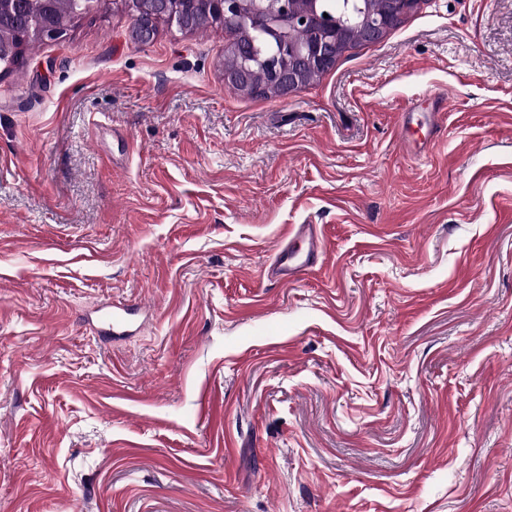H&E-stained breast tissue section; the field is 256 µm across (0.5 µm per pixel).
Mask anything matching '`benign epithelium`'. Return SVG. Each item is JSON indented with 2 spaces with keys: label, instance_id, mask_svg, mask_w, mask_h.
<instances>
[{
  "label": "benign epithelium",
  "instance_id": "7a95c632",
  "mask_svg": "<svg viewBox=\"0 0 512 512\" xmlns=\"http://www.w3.org/2000/svg\"><path fill=\"white\" fill-rule=\"evenodd\" d=\"M255 14H267L280 11L288 16L295 26L304 27L309 39L302 46L291 50L283 70L270 86L278 97H287L301 88L311 70H329L336 64V45L343 39L340 31L326 30L320 16L316 0H252ZM389 9L378 17L368 16L364 19V34L368 41L375 42L384 37L386 32L400 18V6L408 0H388ZM127 11L137 23L141 34H153V22L163 19L168 24L187 30L191 26V13L182 6V0H112ZM211 8L218 22L222 25H240L246 33L255 32L266 36L268 29L260 23L249 24L240 11L241 0H210ZM39 15L29 29V35L36 39L64 41L68 37L65 25L56 21L54 0H38ZM241 56L238 66L224 72L226 85H248L252 79L256 58L245 51H238Z\"/></svg>",
  "mask_w": 512,
  "mask_h": 512
}]
</instances>
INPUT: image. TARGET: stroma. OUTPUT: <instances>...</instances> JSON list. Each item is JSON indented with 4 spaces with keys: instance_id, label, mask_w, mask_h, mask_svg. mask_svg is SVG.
<instances>
[{
    "instance_id": "1",
    "label": "stroma",
    "mask_w": 512,
    "mask_h": 512,
    "mask_svg": "<svg viewBox=\"0 0 512 512\" xmlns=\"http://www.w3.org/2000/svg\"><path fill=\"white\" fill-rule=\"evenodd\" d=\"M132 27L0 76V512H512V0H419L285 98ZM292 224L327 255L287 285ZM128 314L125 307L112 306L111 310L106 311L101 316V323L103 325L101 333L105 336H121L128 333Z\"/></svg>"
}]
</instances>
